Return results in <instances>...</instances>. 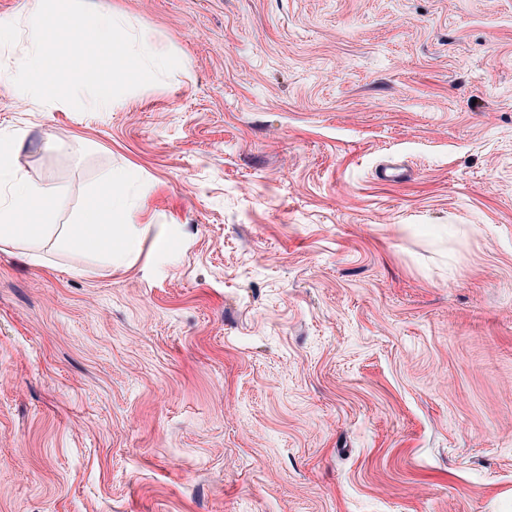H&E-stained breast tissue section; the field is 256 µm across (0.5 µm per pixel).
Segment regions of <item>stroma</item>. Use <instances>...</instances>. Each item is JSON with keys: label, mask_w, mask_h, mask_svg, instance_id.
Listing matches in <instances>:
<instances>
[{"label": "stroma", "mask_w": 512, "mask_h": 512, "mask_svg": "<svg viewBox=\"0 0 512 512\" xmlns=\"http://www.w3.org/2000/svg\"><path fill=\"white\" fill-rule=\"evenodd\" d=\"M109 3L183 67L0 85L55 223L142 227L0 245V512H512V0ZM27 138L28 130L18 131L4 148L0 145V244L48 241L58 251L100 255L110 264L112 258L124 261L128 252L122 243L141 231L130 219L133 206L126 194L128 174L109 173L95 190L92 203L79 211L75 224H48L64 206L65 198L54 184L31 179L16 164ZM25 213L37 216L39 224H21ZM114 214L126 218L123 237L112 226Z\"/></svg>", "instance_id": "1"}]
</instances>
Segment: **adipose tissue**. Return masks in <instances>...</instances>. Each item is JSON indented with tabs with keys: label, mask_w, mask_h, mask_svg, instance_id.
I'll return each instance as SVG.
<instances>
[{
	"label": "adipose tissue",
	"mask_w": 512,
	"mask_h": 512,
	"mask_svg": "<svg viewBox=\"0 0 512 512\" xmlns=\"http://www.w3.org/2000/svg\"><path fill=\"white\" fill-rule=\"evenodd\" d=\"M27 138V131L22 130L0 147V244L46 241L63 252L126 259L124 239L137 237L141 231L139 225L129 223L120 233L112 225L113 215L129 217L133 211L126 194L127 173L107 175L75 223L55 224L53 217L64 206V196L51 182L28 177L16 163Z\"/></svg>",
	"instance_id": "1"
}]
</instances>
